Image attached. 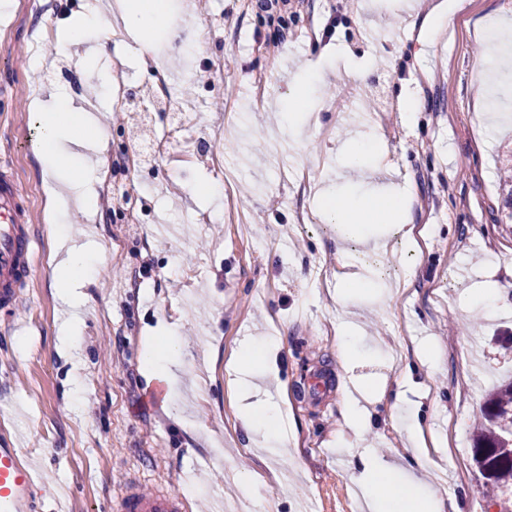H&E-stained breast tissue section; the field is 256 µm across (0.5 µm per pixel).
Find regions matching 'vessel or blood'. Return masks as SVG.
<instances>
[{
  "label": "vessel or blood",
  "instance_id": "vessel-or-blood-1",
  "mask_svg": "<svg viewBox=\"0 0 512 512\" xmlns=\"http://www.w3.org/2000/svg\"><path fill=\"white\" fill-rule=\"evenodd\" d=\"M34 237L29 209L9 164L0 161V309L14 310L21 304L22 287L34 263ZM36 471L14 447L0 446V512H33ZM112 512H187L182 495L174 490L134 488L113 502Z\"/></svg>",
  "mask_w": 512,
  "mask_h": 512
}]
</instances>
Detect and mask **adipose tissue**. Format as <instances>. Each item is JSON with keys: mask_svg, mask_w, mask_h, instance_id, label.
<instances>
[{"mask_svg": "<svg viewBox=\"0 0 512 512\" xmlns=\"http://www.w3.org/2000/svg\"><path fill=\"white\" fill-rule=\"evenodd\" d=\"M117 9L125 31L138 43L140 55L145 57L152 54L154 46L147 34L167 22L162 0H119ZM111 36V25L105 21L98 0H93L92 5L87 6L58 34L56 51L63 55L79 54L82 62L92 65L108 53ZM321 59V66L308 69L289 91V110L299 109L304 115H311L313 91L330 72L335 71L338 55L327 49L322 52ZM36 120L39 128V160L44 174L51 178L62 177L67 192L78 193L84 209H94L96 195L85 192L84 187L98 182L99 174L106 165L101 151L103 131L88 113L78 110L70 97L57 88L50 89L44 101L38 103ZM74 144L89 146L91 155L75 156L70 150ZM323 215L336 220L342 227L353 215L364 218L369 224L392 218L396 221L395 236L410 242L416 239L409 209L400 194L358 200L349 213L336 211L330 206ZM56 237L57 261L52 268L51 278L69 315L66 336L69 342L74 343L78 340L81 318L88 305L77 284L94 270L95 259L93 253L74 242L68 226L58 225ZM337 255L341 267L336 276L337 287L351 293L370 294L380 300L391 295L392 287L380 278L375 263L359 260L355 253L345 248L338 249ZM283 342V336L278 334L259 341H245L232 361L240 368L259 365L264 378H273L276 371L270 363V354L279 349ZM179 355V338L171 330L148 345L143 366L155 378L173 384L177 381L173 368ZM240 421L248 441L260 442L266 457H278L284 453L288 428L278 403L264 402L242 409ZM360 464L362 472L358 487L365 512H455L457 508L456 503L446 502L435 494L421 493L415 487H394L395 466L388 460L365 455L361 457Z\"/></svg>", "mask_w": 512, "mask_h": 512, "instance_id": "ef3b65f1", "label": "adipose tissue"}]
</instances>
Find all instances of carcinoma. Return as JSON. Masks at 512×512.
Masks as SVG:
<instances>
[{
    "label": "carcinoma",
    "instance_id": "obj_1",
    "mask_svg": "<svg viewBox=\"0 0 512 512\" xmlns=\"http://www.w3.org/2000/svg\"><path fill=\"white\" fill-rule=\"evenodd\" d=\"M473 460L479 473L512 503V382L490 391L473 436Z\"/></svg>",
    "mask_w": 512,
    "mask_h": 512
}]
</instances>
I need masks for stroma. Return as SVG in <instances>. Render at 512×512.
I'll return each mask as SVG.
<instances>
[{"instance_id": "1", "label": "stroma", "mask_w": 512, "mask_h": 512, "mask_svg": "<svg viewBox=\"0 0 512 512\" xmlns=\"http://www.w3.org/2000/svg\"><path fill=\"white\" fill-rule=\"evenodd\" d=\"M0 16V158L31 208L37 259L15 311L0 310V436L39 467L37 512H110L128 485L181 491L189 512H224L240 494L237 476L266 483L259 512H360L356 481L361 453L411 459L416 449L400 417L388 414L398 379L389 350L400 346L413 365L406 396L423 420L426 469H402L395 482L455 498L459 512H495L473 461L472 423L485 393L512 376V311L489 315L468 299L512 270L511 210L500 188L512 159V120L484 133L477 106L480 73L495 47L479 42L477 26L499 27L512 44V0H462L444 29L417 42L404 8L393 0H292L290 30L280 35L279 8L258 0H164L177 29L151 32L154 56L168 74L170 99L191 107L195 141L170 155L133 163L125 149L149 141L169 122L167 108L126 112L102 97L100 73L151 100L154 79L142 70L136 44L112 27L108 54L96 66L56 54L61 20L88 0H8ZM335 22L330 46L347 64L367 65L364 82L344 73L316 88L315 119L294 116L299 135L287 155L269 152V136L286 118L288 86L314 65L321 32ZM204 47L182 53L190 28ZM39 51L52 65L36 72ZM424 108L404 124L401 86ZM72 99L107 131L108 164L122 190L134 194V220L116 211L56 213L37 158L31 107L41 87ZM376 131L381 170L361 171L341 146ZM224 143V167L237 178L227 195L209 199L203 183L218 182L207 142ZM223 167V168H224ZM328 181L337 205L371 187L407 191L417 246L403 244L380 258L384 281L401 283L386 308L370 295L337 303L336 226L318 217V200L297 178ZM212 212L217 222L199 223ZM71 224L97 253L95 273L82 283L89 309L80 345L68 351L59 333L65 318L48 273L55 240L49 228ZM414 266L405 282V266ZM344 320L362 334L358 353H338ZM177 329L179 382L161 403L148 404L154 384L142 369L151 337ZM286 328L276 354L284 385L281 410L296 434L273 466L249 447L239 405L225 386L226 366L243 339ZM216 351L214 370L205 367ZM356 397L370 416L354 436L343 403ZM222 450H214V441Z\"/></svg>"}]
</instances>
